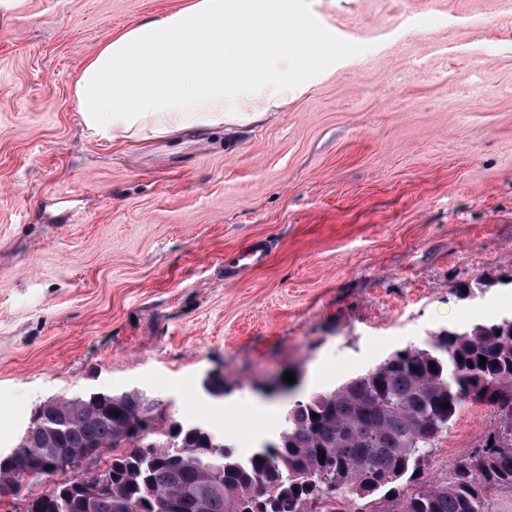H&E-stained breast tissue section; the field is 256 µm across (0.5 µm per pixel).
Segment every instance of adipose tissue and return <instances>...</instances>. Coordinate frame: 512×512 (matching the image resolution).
<instances>
[{
  "label": "adipose tissue",
  "instance_id": "adipose-tissue-1",
  "mask_svg": "<svg viewBox=\"0 0 512 512\" xmlns=\"http://www.w3.org/2000/svg\"><path fill=\"white\" fill-rule=\"evenodd\" d=\"M283 0H191L89 54L73 86L83 126L117 144L285 106L289 62L320 58Z\"/></svg>",
  "mask_w": 512,
  "mask_h": 512
}]
</instances>
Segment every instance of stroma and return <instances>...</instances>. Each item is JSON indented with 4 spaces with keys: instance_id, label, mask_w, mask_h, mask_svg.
Returning <instances> with one entry per match:
<instances>
[{
    "instance_id": "1",
    "label": "stroma",
    "mask_w": 512,
    "mask_h": 512,
    "mask_svg": "<svg viewBox=\"0 0 512 512\" xmlns=\"http://www.w3.org/2000/svg\"><path fill=\"white\" fill-rule=\"evenodd\" d=\"M186 2L28 0L0 21L2 454L47 399L142 389L245 455L281 429L285 372L326 390L512 314V0H297L344 45L298 64L283 109L92 138L87 54ZM255 240L266 263L228 272ZM497 421L463 406L425 478Z\"/></svg>"
}]
</instances>
